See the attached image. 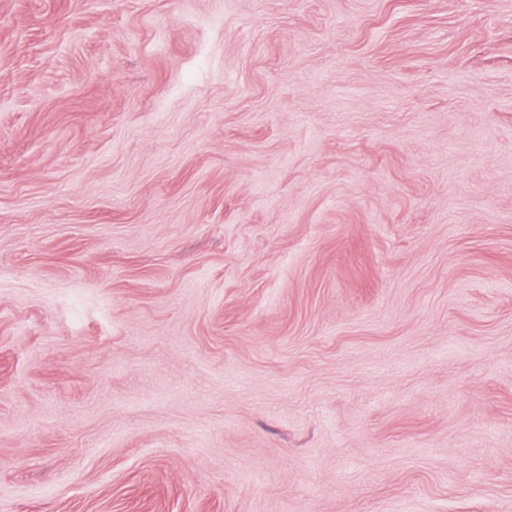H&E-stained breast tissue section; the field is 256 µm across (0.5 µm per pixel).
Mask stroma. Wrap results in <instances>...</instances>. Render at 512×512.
<instances>
[{"label": "stroma", "mask_w": 512, "mask_h": 512, "mask_svg": "<svg viewBox=\"0 0 512 512\" xmlns=\"http://www.w3.org/2000/svg\"><path fill=\"white\" fill-rule=\"evenodd\" d=\"M0 512H512V0H0Z\"/></svg>", "instance_id": "stroma-1"}]
</instances>
